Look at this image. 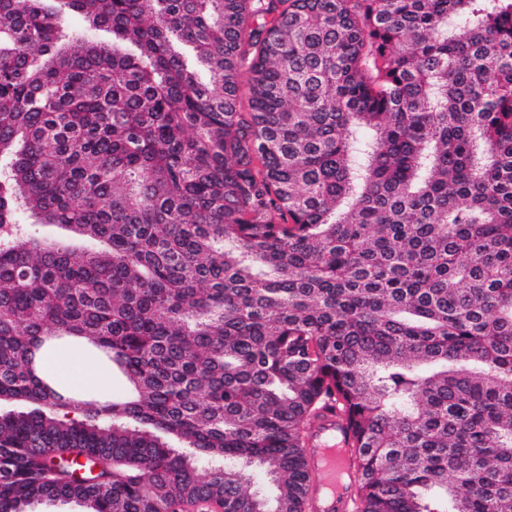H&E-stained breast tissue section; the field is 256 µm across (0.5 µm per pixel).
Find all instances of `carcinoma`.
<instances>
[{
    "label": "carcinoma",
    "mask_w": 512,
    "mask_h": 512,
    "mask_svg": "<svg viewBox=\"0 0 512 512\" xmlns=\"http://www.w3.org/2000/svg\"><path fill=\"white\" fill-rule=\"evenodd\" d=\"M47 2L0 0V227L97 247L0 240V512H310L335 407L351 512H512V0ZM35 229L37 235L43 237L45 240L52 243H59L70 246L75 251V255H80L85 247V243L78 239H73L66 234L59 233L54 227L45 224H35L32 228ZM67 344H56L47 359V367L57 382L73 391L86 388H104L108 383L105 373L96 365L88 362L83 354ZM75 362L84 364L83 370L73 368Z\"/></svg>",
    "instance_id": "1"
}]
</instances>
